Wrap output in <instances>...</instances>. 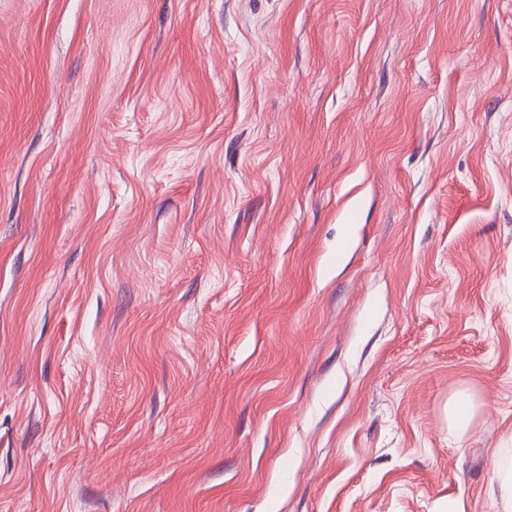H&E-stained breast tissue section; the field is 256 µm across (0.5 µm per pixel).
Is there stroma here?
<instances>
[{"mask_svg":"<svg viewBox=\"0 0 512 512\" xmlns=\"http://www.w3.org/2000/svg\"><path fill=\"white\" fill-rule=\"evenodd\" d=\"M502 448L512 0H0V512H506Z\"/></svg>","mask_w":512,"mask_h":512,"instance_id":"stroma-1","label":"stroma"}]
</instances>
